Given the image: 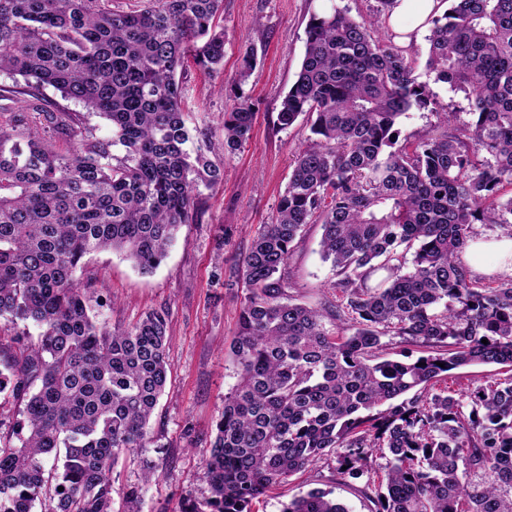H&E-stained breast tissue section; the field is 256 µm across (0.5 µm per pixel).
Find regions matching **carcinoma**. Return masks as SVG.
Returning <instances> with one entry per match:
<instances>
[{"instance_id":"carcinoma-1","label":"carcinoma","mask_w":512,"mask_h":512,"mask_svg":"<svg viewBox=\"0 0 512 512\" xmlns=\"http://www.w3.org/2000/svg\"><path fill=\"white\" fill-rule=\"evenodd\" d=\"M140 2L0 0V73L24 80L0 87V320L40 329L0 343V398L18 405L0 429V512H112L118 456L153 441L169 311L112 329L77 272L101 249L153 272L197 221L199 186L224 181L216 155L252 131L246 100L224 113L220 143L184 106L185 66L224 65V0ZM374 2L358 20L334 7L307 24L277 123L305 115L311 136L238 269L237 381L215 423L209 495L177 512H251L331 455L372 512H512V376L465 402L436 389L462 367L512 366V278L489 286L460 260L474 225L512 228V196L499 194L512 185V0H449L430 20L426 69L470 100L460 126L419 81L413 48L382 34L395 0ZM47 86L109 120L112 137L67 124ZM414 106L441 131L400 139ZM311 223L335 275L320 309L284 279ZM386 337L398 357L384 356ZM331 494L311 489L282 512H348Z\"/></svg>"}]
</instances>
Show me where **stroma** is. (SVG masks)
<instances>
[{"instance_id": "35a3bbf8", "label": "stroma", "mask_w": 512, "mask_h": 512, "mask_svg": "<svg viewBox=\"0 0 512 512\" xmlns=\"http://www.w3.org/2000/svg\"><path fill=\"white\" fill-rule=\"evenodd\" d=\"M373 0H224V67L212 74L188 68L181 77L184 101L196 125L214 140L224 137V114L246 99L257 118L249 142L221 156L224 181L201 188L202 217L182 226L167 258L141 274L122 255L109 250L88 254L78 277L105 301L101 320L127 328L147 311L168 307V361L171 380L151 421L154 444L122 453L112 472L114 512H124L126 493L141 491L140 512H176L182 498H203L202 475L211 456V429L235 384L229 346L247 294L236 271L254 232L273 223L293 156L306 142L305 120L280 129L277 113L296 78L305 50V29L312 14L337 7L352 17L368 14ZM251 46L257 64L247 79L238 76L240 53ZM322 228L306 225L286 268L290 295L318 307L330 300L334 279L319 253ZM193 427L194 439L184 436ZM153 460L158 477L145 481L142 459ZM334 459L296 474L253 503V512H282L284 504L312 488L333 489L349 512H370L360 483L334 481Z\"/></svg>"}]
</instances>
